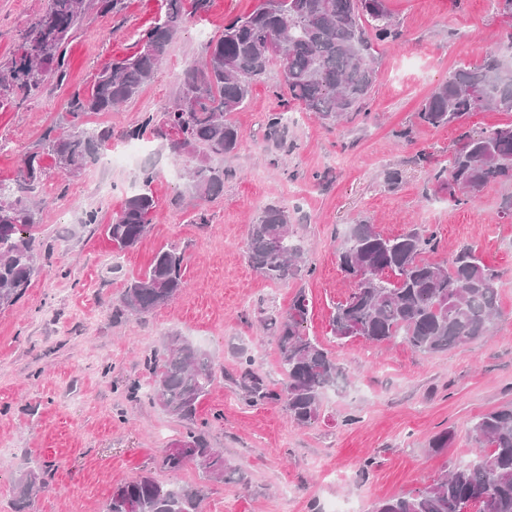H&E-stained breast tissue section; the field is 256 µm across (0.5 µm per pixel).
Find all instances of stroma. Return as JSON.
<instances>
[{
    "instance_id": "35a3bbf8",
    "label": "stroma",
    "mask_w": 512,
    "mask_h": 512,
    "mask_svg": "<svg viewBox=\"0 0 512 512\" xmlns=\"http://www.w3.org/2000/svg\"><path fill=\"white\" fill-rule=\"evenodd\" d=\"M259 0H211L175 35L169 54L136 100L89 123L120 133L159 110L178 89L201 44L225 22L251 12ZM161 0H122L108 13H91L69 42L70 67L33 97L0 110V181L11 182L26 153L59 124L65 100L89 89L112 59L132 54L139 32L160 11ZM45 0H0V65L13 56L18 34ZM400 38L382 44L379 75L363 111L323 126L314 115L288 129L285 148L265 137L268 113L279 111L278 67L254 83L231 119L241 133L238 150L212 158L229 177L219 196L202 201L180 174L187 160L165 140L144 134L137 163L114 169L112 195L100 201L94 166L62 179L48 169L39 240L42 271L23 298L0 310V512H102L119 483L151 472L171 477L160 460L191 425L171 418L145 395L151 379L143 362L178 332L211 352L224 376L198 408L213 447L242 470L243 483L214 482L196 467L178 480L204 488V512H374L384 500L424 489L446 470L474 456L468 434L477 416L512 403V220L501 203L512 186L490 184L455 205L431 181L458 146L456 127L417 125L430 90L460 66L479 64L487 50L512 33V14L498 0H388ZM412 128L409 138L399 132ZM155 173L157 206L149 234L117 251L102 226L122 209L144 168ZM288 205L304 245L311 276L285 284L259 277L245 258L248 220L271 202ZM99 221L82 223L85 211ZM205 212L207 223L196 221ZM367 219L389 235L423 224L445 244L444 264L462 244L477 247L500 273L501 316L493 336L452 351L422 354L403 343L376 345L356 337L333 341L329 317L347 296L336 246L347 225ZM177 243L189 256L186 284L166 305L116 316L129 279L147 269L163 246ZM305 290L311 314L305 325L346 369L339 391H327L321 415L301 427L281 404L247 405L233 376L240 356L272 386L282 373L277 339L257 322L260 311L282 313ZM143 391L133 395L129 381ZM455 433L443 451L429 443ZM48 471L32 506L19 510L15 481L26 471Z\"/></svg>"
}]
</instances>
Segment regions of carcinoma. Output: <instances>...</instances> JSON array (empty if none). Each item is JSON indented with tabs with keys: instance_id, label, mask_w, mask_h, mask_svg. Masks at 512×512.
<instances>
[{
	"instance_id": "obj_1",
	"label": "carcinoma",
	"mask_w": 512,
	"mask_h": 512,
	"mask_svg": "<svg viewBox=\"0 0 512 512\" xmlns=\"http://www.w3.org/2000/svg\"><path fill=\"white\" fill-rule=\"evenodd\" d=\"M121 0H46L45 9L21 32L11 63L0 67V108L14 96L37 92L69 66L68 42L88 12L117 9ZM210 0H162L158 16L137 40L136 51L103 67L86 92L64 103L63 123L45 132L42 150L23 160L16 184L0 182V307L16 305L42 270L38 239L40 193L45 169L40 156L51 157L63 179L99 163L112 128L90 126L85 117L110 112L150 83L168 54L178 30L191 14L208 9ZM399 25L387 0H261L251 12L224 23V31L205 42L199 61L183 72L179 90L161 111L126 131L138 139L145 130L170 140L175 152L195 161L186 170L192 194L209 199L224 191L228 173L208 158L235 152L238 128L228 116L251 94L253 82L272 66L280 68L283 109L266 119V137L288 141V107L313 113L325 126L360 113L378 77L377 46L393 43ZM480 109L512 112V67L497 51L486 53L476 67H460L434 86L419 112L427 127L458 125L459 147L448 164L435 170L433 183L448 190L458 205L466 198L456 190L488 184L512 185V123L475 132L463 120ZM154 172L145 169L139 189L103 225L120 252L135 248L149 231L157 206ZM288 206L272 203L252 220L245 243L251 267L262 278L286 283L313 273L296 237ZM441 248L435 231L418 224L386 235L368 220L349 225L337 245L341 272L351 282L346 298L330 319L334 339L360 337L374 344L404 343L432 354L492 335L500 317V272L484 262L476 248L462 246L444 266L428 260ZM188 257L176 244L160 248L148 268L131 278L119 299L117 314H141L172 301L184 288ZM309 299L298 291L288 311L264 317L275 332L284 380L279 390L268 387L241 357L237 382L250 405L279 401L289 419L308 426L319 418L326 390L338 388L345 369L305 331ZM152 377L147 397L168 415L194 420L198 406L217 379L213 356L177 332L169 333L161 356L145 361ZM472 440L491 449L452 468L412 496L388 499L375 512H512V405L489 411L469 427ZM168 449L163 468L177 475L194 465L210 479L228 481L240 474L205 434L191 431ZM45 480L31 471L18 478L22 504ZM205 491L178 484L164 486L150 474L117 485L105 512H203Z\"/></svg>"
}]
</instances>
